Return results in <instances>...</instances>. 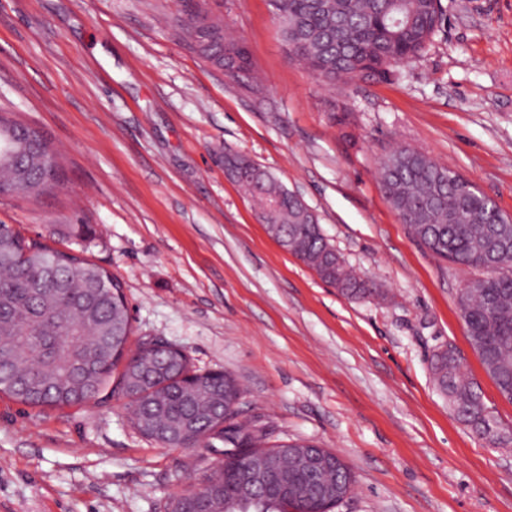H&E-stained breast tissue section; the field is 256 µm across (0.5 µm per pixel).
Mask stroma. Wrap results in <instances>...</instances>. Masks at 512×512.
Listing matches in <instances>:
<instances>
[{"label": "stroma", "instance_id": "obj_1", "mask_svg": "<svg viewBox=\"0 0 512 512\" xmlns=\"http://www.w3.org/2000/svg\"><path fill=\"white\" fill-rule=\"evenodd\" d=\"M242 37L249 88L199 56L185 0H0V112L39 128L59 186L0 197V224L117 276L130 347L157 337L232 373L268 444L305 439L355 476L332 512H512V452L436 388L453 347L512 427L458 305L477 272L416 242L377 167L409 145L512 215V0H441L444 20L395 77L333 86L283 50L269 0H200ZM248 155L301 198L381 296L351 300L283 252L224 173ZM223 448H165L126 398L63 409L0 396V512H165Z\"/></svg>", "mask_w": 512, "mask_h": 512}]
</instances>
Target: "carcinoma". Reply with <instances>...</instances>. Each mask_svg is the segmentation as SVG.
Wrapping results in <instances>:
<instances>
[{"label": "carcinoma", "instance_id": "carcinoma-1", "mask_svg": "<svg viewBox=\"0 0 512 512\" xmlns=\"http://www.w3.org/2000/svg\"><path fill=\"white\" fill-rule=\"evenodd\" d=\"M286 53L304 62L318 78L336 85L385 78L391 67L420 56L442 17L441 0H271ZM192 31L198 53L236 80L250 78L252 63L244 42L224 33ZM0 132L18 135L15 155H0V183L15 194L39 196L53 189L43 170L30 160L42 151L38 137L5 113ZM387 203L410 233L436 256L485 270L471 279L458 303L468 340L485 373L502 397L512 402V257L493 266L487 257L490 234L512 242V219L467 178L408 146L388 152L378 169ZM252 197L258 218L270 212L274 239L339 287L349 299L378 294L375 285L346 266L326 240L317 219L303 221V202L268 172L257 180H239ZM122 284L103 267L79 261L38 240H27L0 224V393L30 407L80 405L115 393L130 398L133 426L161 445L185 448L179 429L191 424L194 444L228 448L224 465L205 477L204 495L180 494L168 512H283V505L258 489L249 496L224 490V470L245 467L267 447L264 429L239 422L229 413L225 386L241 393L236 379L201 375L181 378L179 357L157 355L141 343L123 359L131 334L122 300ZM124 363L117 381L112 372ZM437 389L448 397L462 422L489 446H512V430L485 405L474 382L460 373L457 354L432 362ZM323 484L350 491L353 479L345 465L324 470Z\"/></svg>", "mask_w": 512, "mask_h": 512}]
</instances>
